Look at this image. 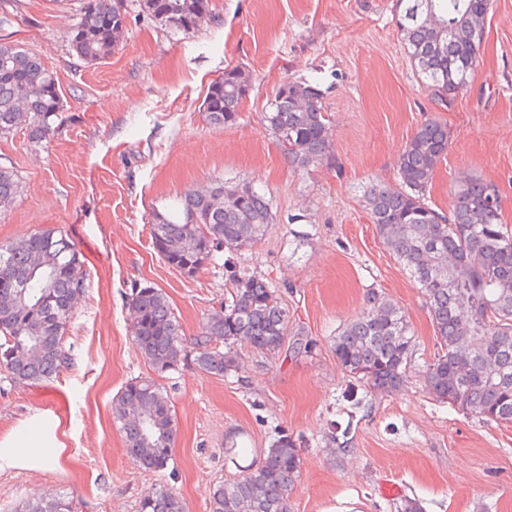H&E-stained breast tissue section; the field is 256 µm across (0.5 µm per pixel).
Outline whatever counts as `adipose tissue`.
Here are the masks:
<instances>
[{
    "label": "adipose tissue",
    "instance_id": "obj_1",
    "mask_svg": "<svg viewBox=\"0 0 512 512\" xmlns=\"http://www.w3.org/2000/svg\"><path fill=\"white\" fill-rule=\"evenodd\" d=\"M28 431V425H20L16 434L0 441V470L61 464L65 445L56 431L42 433L34 442L29 440Z\"/></svg>",
    "mask_w": 512,
    "mask_h": 512
}]
</instances>
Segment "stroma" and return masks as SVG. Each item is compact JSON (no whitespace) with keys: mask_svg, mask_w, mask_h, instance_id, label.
<instances>
[{"mask_svg":"<svg viewBox=\"0 0 512 512\" xmlns=\"http://www.w3.org/2000/svg\"><path fill=\"white\" fill-rule=\"evenodd\" d=\"M79 0H5L0 39L39 55L58 79L62 121L34 147L28 131L0 138V166L20 190L0 211V244L57 227L81 252L87 290L65 335L72 363L51 382L13 383L0 371V440L23 420L61 423L62 467L0 470V512L37 495L66 496L72 512H137L163 486L188 512L237 478L280 434L301 450L291 512H512V426L486 423L436 401L423 371L437 351L418 286L384 248L364 206L370 185L398 186L397 159L416 128L446 123L448 153L429 193L448 210L460 177L493 183L512 225V0H492L468 91L433 98L412 66L391 0H212L193 32L173 34L131 11L121 44L88 63L70 48ZM249 70L238 120L212 127L200 110L224 69ZM317 83L332 119L337 168L292 171L261 121L287 81ZM216 179L244 182L272 201L274 222L255 245L225 251L187 277L151 244L153 210ZM260 275L288 309L295 353L247 346L224 376L180 365L163 375L176 418L173 456L160 472L125 452L112 400L152 369L131 336L134 287L162 289L186 343L219 307L234 271ZM378 291L400 306L417 338L413 371L397 391L366 395L333 351L340 328ZM251 451L228 455V447ZM397 483L398 496L384 492Z\"/></svg>","mask_w":512,"mask_h":512,"instance_id":"1","label":"stroma"}]
</instances>
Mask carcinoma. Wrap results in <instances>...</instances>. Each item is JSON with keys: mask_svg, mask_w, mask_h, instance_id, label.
<instances>
[{"mask_svg": "<svg viewBox=\"0 0 512 512\" xmlns=\"http://www.w3.org/2000/svg\"><path fill=\"white\" fill-rule=\"evenodd\" d=\"M490 0H394L408 56L436 100L446 103L470 86L483 42ZM211 0H152L139 9L175 33L198 29ZM124 0H82L70 46L92 63L112 54L126 29ZM251 86L239 67L214 79L202 103L211 125L238 119ZM318 85L288 81L262 116L294 170L335 164L330 119ZM61 111L56 76L35 53L0 41V138L26 129L39 143L54 131ZM448 125L422 124L397 161L399 187L372 186L364 197L380 242L409 271L426 299L440 351L425 366L424 381L437 400L486 422L512 424V228L503 223L499 191L478 176L457 182L448 214L428 204L435 169L448 153ZM19 191V178L0 166V209ZM273 223L266 195L249 184L213 181L189 189L150 227L159 257L198 273L221 249L237 251L260 241ZM233 288L187 349L181 326L162 290L136 286L128 298L131 333L153 371L162 375L192 360L224 376L236 365L237 346L280 350L289 315L259 276L239 272ZM80 252L56 228L0 245V368L18 384L51 380L71 361L64 338L73 305L86 291ZM224 348L211 346L212 338ZM416 340L405 312L376 293L367 309L334 339L336 359L369 393H390L407 381ZM112 413L125 435V451L139 466L167 468L175 435L169 398L151 377L126 383ZM300 449L283 434L234 480L215 486L209 512H290L289 495L300 474ZM24 512H72L63 496L27 500ZM138 512H186L169 489L140 499Z\"/></svg>", "mask_w": 512, "mask_h": 512, "instance_id": "obj_1", "label": "carcinoma"}]
</instances>
